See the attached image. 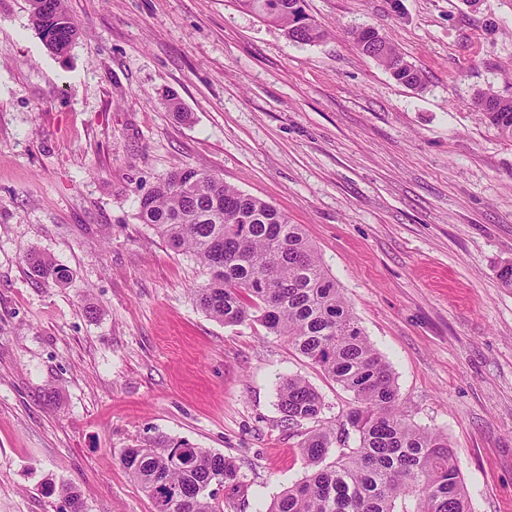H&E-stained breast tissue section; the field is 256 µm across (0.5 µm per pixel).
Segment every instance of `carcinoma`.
<instances>
[{"instance_id":"obj_1","label":"carcinoma","mask_w":512,"mask_h":512,"mask_svg":"<svg viewBox=\"0 0 512 512\" xmlns=\"http://www.w3.org/2000/svg\"><path fill=\"white\" fill-rule=\"evenodd\" d=\"M267 19L288 22L294 3L304 0H239ZM31 20L47 48L67 51L77 28L64 0H29ZM372 59L395 80L422 84L419 69H401L386 55ZM480 120L512 140V98L501 97ZM137 218L177 253H188L204 267L205 283L194 301L206 314L230 326L258 321L267 333L285 339L311 364L352 393L354 405L345 428L321 425L322 396L304 378L279 384L284 421L313 423L299 444L311 472L284 490L269 512H399L397 502L419 501L417 512H467L463 480L448 437L411 424L401 407L389 365L369 342L342 288L331 276L301 225L270 203L224 184L216 176L180 169L137 200ZM25 262L47 282L70 279L53 259L32 252ZM358 445L346 444L349 434ZM334 461L326 462L330 449ZM119 461L151 500L153 512H217L216 493L207 487L239 482L235 462L224 455L180 442L170 448H124ZM58 512H85L72 485L58 491Z\"/></svg>"}]
</instances>
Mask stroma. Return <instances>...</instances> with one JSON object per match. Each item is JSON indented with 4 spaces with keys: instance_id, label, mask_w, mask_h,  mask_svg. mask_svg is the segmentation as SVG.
Here are the masks:
<instances>
[{
    "instance_id": "1",
    "label": "stroma",
    "mask_w": 512,
    "mask_h": 512,
    "mask_svg": "<svg viewBox=\"0 0 512 512\" xmlns=\"http://www.w3.org/2000/svg\"><path fill=\"white\" fill-rule=\"evenodd\" d=\"M65 5L55 55L28 0H0V512H55L67 483L86 512H152L119 452L180 441L235 461L220 512H268L308 472L280 381L315 387L325 424L352 407L286 340L196 306L200 264L136 217L184 168L303 225L470 512H512V141L476 110L512 96V0H305L326 32L306 45L237 0ZM364 26L421 87L361 53ZM378 35H381L375 28L373 27H361L360 29L356 30L353 33L354 40L358 46V48L361 50V52L378 61L380 64H382L389 72H391V75L394 77L395 80H397L399 83L410 85V86H420L422 84V76L419 69H417L413 64L409 63L405 60V58L402 56V54L398 51V49L391 44L389 41L386 40V44L388 45L389 49L393 50L394 52L401 55L404 60L406 61V66L404 68L394 70L395 66L390 61L388 55H373L369 56L367 55V48L364 47V43L367 40H373ZM25 262L32 275L44 281L63 283L70 278L67 269L43 254L37 252L29 253L25 256Z\"/></svg>"
}]
</instances>
